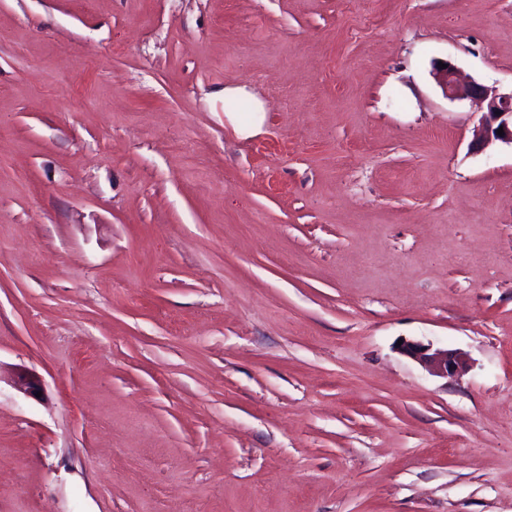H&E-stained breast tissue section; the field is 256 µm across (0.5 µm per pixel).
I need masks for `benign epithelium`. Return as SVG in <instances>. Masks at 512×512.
<instances>
[{
  "instance_id": "1",
  "label": "benign epithelium",
  "mask_w": 512,
  "mask_h": 512,
  "mask_svg": "<svg viewBox=\"0 0 512 512\" xmlns=\"http://www.w3.org/2000/svg\"><path fill=\"white\" fill-rule=\"evenodd\" d=\"M432 76L449 100H467L480 111L481 117L474 129L472 148L483 149L494 141L512 144V91L508 92L476 80H462L458 77L456 66L451 62L446 68H436ZM499 128L503 129L504 135L497 134ZM399 350L439 377H453L466 365V359L461 353L434 349L419 341L405 340Z\"/></svg>"
}]
</instances>
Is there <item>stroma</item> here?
I'll use <instances>...</instances> for the list:
<instances>
[{
	"label": "stroma",
	"mask_w": 512,
	"mask_h": 512,
	"mask_svg": "<svg viewBox=\"0 0 512 512\" xmlns=\"http://www.w3.org/2000/svg\"><path fill=\"white\" fill-rule=\"evenodd\" d=\"M444 60L512 88V0H0V512H512V146ZM444 64L448 67L439 66L432 73L443 94L451 101L467 100L481 113L473 131L472 148L483 149L493 141L512 145V88L508 92L476 80H462L452 62ZM500 127H503L504 136L497 134ZM399 350L439 377H453L460 373L466 365V359L460 352L433 349L431 345L419 341H402Z\"/></svg>",
	"instance_id": "obj_1"
}]
</instances>
